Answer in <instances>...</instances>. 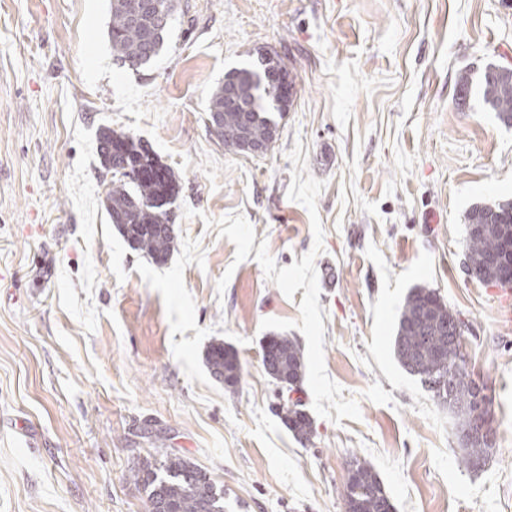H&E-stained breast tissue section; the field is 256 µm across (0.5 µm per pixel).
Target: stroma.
I'll return each instance as SVG.
<instances>
[{
    "label": "stroma",
    "mask_w": 512,
    "mask_h": 512,
    "mask_svg": "<svg viewBox=\"0 0 512 512\" xmlns=\"http://www.w3.org/2000/svg\"><path fill=\"white\" fill-rule=\"evenodd\" d=\"M109 20L110 0H0V512H146L129 472L161 447L226 512H346L357 458L395 512H512V288L464 266L469 210L512 200V126L456 98L461 75L512 68V0H177L137 69ZM262 51L298 92L271 149L242 154L208 104ZM105 126L179 179L165 264L108 217ZM423 285L492 398L477 471L393 356ZM270 336L303 351L307 442L277 413ZM218 341L235 385L206 366Z\"/></svg>",
    "instance_id": "obj_1"
}]
</instances>
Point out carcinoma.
Segmentation results:
<instances>
[{
  "label": "carcinoma",
  "instance_id": "cac0c4a2",
  "mask_svg": "<svg viewBox=\"0 0 512 512\" xmlns=\"http://www.w3.org/2000/svg\"><path fill=\"white\" fill-rule=\"evenodd\" d=\"M139 0H111L108 34L113 54L123 63L141 67L160 53L168 25L159 26L135 18ZM258 68L235 69L224 76V82L211 97L209 121L220 116L221 124L213 128L215 135L228 147L236 146L242 118H247L252 136L258 145L273 139L277 123L267 117L269 108L279 112L288 105L278 104V87L266 81L255 88L250 102L252 111L242 114L236 111L228 96L233 80L248 82L256 76ZM458 99L477 91L498 118L512 125V72L500 73L498 66L490 65L473 80L463 75L457 82ZM100 164L105 172L117 176L106 196V211L111 223L117 225L129 246L144 254L156 264L167 261L173 243L167 227L170 212L165 206L172 203L178 189L175 173L163 166L141 141L126 135H118L110 128L99 132ZM154 167L163 172L162 182L150 179H129L120 170L131 166ZM512 214V202L473 207L468 224H479L481 230L467 237L465 255L466 270L481 281L494 283L498 280L496 268L489 265L488 257L499 250L507 227L490 224L487 214L492 211ZM464 325L458 314L452 311L437 295L436 290L419 286L410 291L402 308L393 353L399 365L409 375L419 378L421 384L434 398H439L430 380L437 370L436 354L445 355L446 367L457 369L466 363L455 346L456 328ZM210 372L226 383H235L240 377L237 357L224 348V343L212 344L206 354ZM263 366L270 377L294 391L302 382L304 356L300 347L284 336H270L263 346ZM458 418L459 430L468 425L474 411L470 388L461 384L448 403ZM284 422L300 441L312 435V422L302 410L300 400L280 405ZM461 464L472 468V461L489 460L492 449L480 444L462 445ZM164 459L156 464L143 462L130 470L131 479L141 485L147 496V507L160 505L167 512H224V490L217 487L209 475L189 459L171 452H163ZM346 512H388L389 496L373 467L366 461H355V473L348 476L340 492Z\"/></svg>",
  "mask_w": 512,
  "mask_h": 512
}]
</instances>
